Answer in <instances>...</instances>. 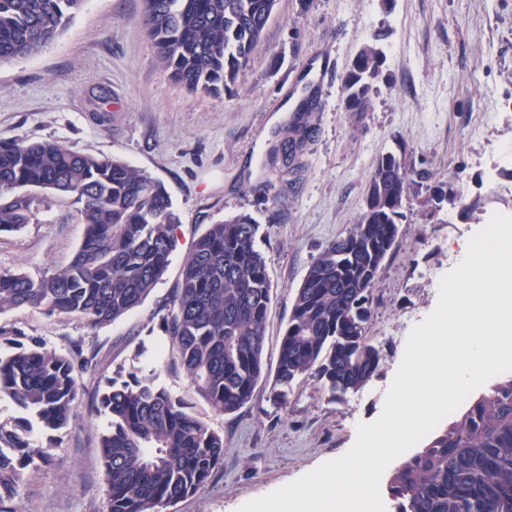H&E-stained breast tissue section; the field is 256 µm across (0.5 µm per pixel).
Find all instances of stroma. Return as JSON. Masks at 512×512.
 <instances>
[{
	"instance_id": "1",
	"label": "stroma",
	"mask_w": 512,
	"mask_h": 512,
	"mask_svg": "<svg viewBox=\"0 0 512 512\" xmlns=\"http://www.w3.org/2000/svg\"><path fill=\"white\" fill-rule=\"evenodd\" d=\"M382 34L387 61L369 111H345L341 77L358 50ZM512 0H278L254 62L232 93H191L157 60L143 0H86L53 43L0 64V142L60 141L118 158L161 181L180 216L163 277L137 308L91 328L36 310L0 315V327L68 353L97 350L79 371L81 397L67 429L35 430L54 461L24 477L18 512H104L98 441L107 426L94 398L115 373L152 377L224 436V465L194 495L164 512H237L354 444L359 423L381 415L412 327L437 305L441 278L457 266L488 216L512 209L493 181L512 183L495 146L512 142ZM311 128L292 161L269 165L301 104ZM403 151L408 165L451 183L441 209L410 192L398 243L374 291L369 337L380 371L330 401L312 376L285 403L268 380L238 412L214 410L172 365L160 318L184 259L208 224L250 216L272 283L263 363L274 374L292 298L324 246L345 234L364 205L377 159ZM31 224L0 234V270L37 275L70 263L85 227L70 198L39 195Z\"/></svg>"
}]
</instances>
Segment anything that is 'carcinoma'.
Instances as JSON below:
<instances>
[{
  "label": "carcinoma",
  "instance_id": "carcinoma-1",
  "mask_svg": "<svg viewBox=\"0 0 512 512\" xmlns=\"http://www.w3.org/2000/svg\"><path fill=\"white\" fill-rule=\"evenodd\" d=\"M85 0H0V63L32 56L53 42ZM277 0H144L147 33L159 62L192 93L233 90L250 65ZM385 52L363 46L342 76L347 112L370 109ZM283 159L303 149L307 124L287 128ZM431 174L388 152L371 173L355 224L330 241L295 289L279 345L273 399L315 376L339 401L380 369L382 348L367 336L373 291L405 218L410 190ZM42 189L69 196L85 225L65 267L38 277L0 270V314L33 308L77 315L93 328L139 306L160 281L179 216L164 185L128 163L72 150L58 141L0 143V232L34 217ZM272 284L257 245V225L237 215L210 224L182 265L161 326L173 363L217 411L233 414L265 378L263 351ZM0 327V399L25 416L0 427V512L19 493L25 471L52 462L34 446V429L68 427L79 397L78 372L97 352L68 355ZM109 417L99 438L107 476L106 512H161L194 494L224 464V436L150 378L116 373L98 394ZM395 512H512V376L498 380L462 415L408 455L390 477Z\"/></svg>",
  "mask_w": 512,
  "mask_h": 512
}]
</instances>
